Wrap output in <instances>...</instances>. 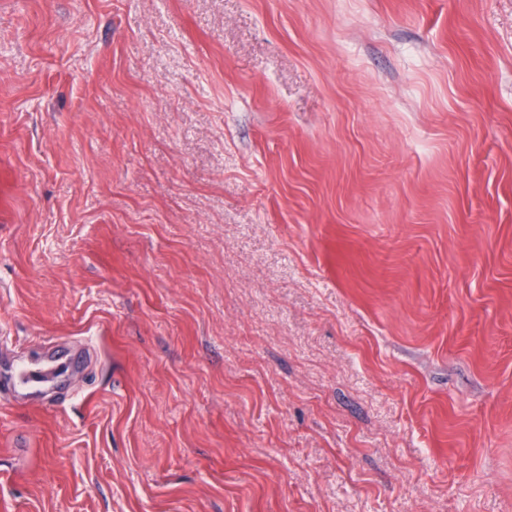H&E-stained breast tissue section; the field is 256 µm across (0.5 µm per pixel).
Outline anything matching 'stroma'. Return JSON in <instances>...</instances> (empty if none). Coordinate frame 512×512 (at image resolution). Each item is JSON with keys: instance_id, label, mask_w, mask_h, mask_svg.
<instances>
[{"instance_id": "stroma-1", "label": "stroma", "mask_w": 512, "mask_h": 512, "mask_svg": "<svg viewBox=\"0 0 512 512\" xmlns=\"http://www.w3.org/2000/svg\"><path fill=\"white\" fill-rule=\"evenodd\" d=\"M0 512H512V0H0ZM57 374V369L48 364L33 365L23 368L17 377L21 387H41L52 382Z\"/></svg>"}]
</instances>
